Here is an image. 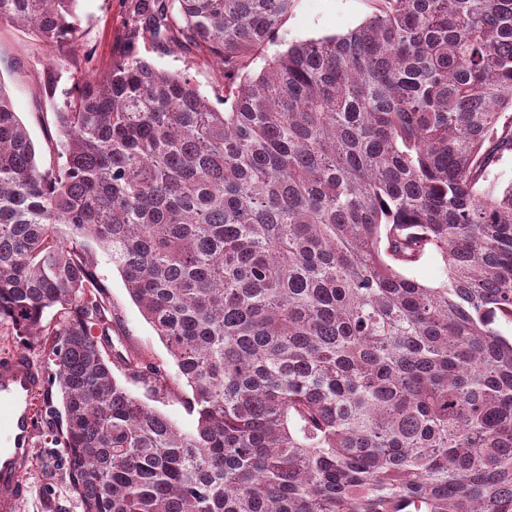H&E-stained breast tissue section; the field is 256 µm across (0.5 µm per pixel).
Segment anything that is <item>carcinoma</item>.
<instances>
[{
  "label": "carcinoma",
  "mask_w": 512,
  "mask_h": 512,
  "mask_svg": "<svg viewBox=\"0 0 512 512\" xmlns=\"http://www.w3.org/2000/svg\"><path fill=\"white\" fill-rule=\"evenodd\" d=\"M293 2L135 0L134 28L222 70L230 109L124 57L54 112L49 169L0 85V323L48 349L82 512H512V0H374L251 72ZM76 9L0 0V23L59 50ZM90 239L192 431L99 348ZM430 254L436 286L405 274Z\"/></svg>",
  "instance_id": "1"
}]
</instances>
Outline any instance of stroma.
<instances>
[{
	"label": "stroma",
	"mask_w": 512,
	"mask_h": 512,
	"mask_svg": "<svg viewBox=\"0 0 512 512\" xmlns=\"http://www.w3.org/2000/svg\"><path fill=\"white\" fill-rule=\"evenodd\" d=\"M130 4L131 0H79L74 44L69 52L55 56L28 31L8 24L0 26V84L8 90L13 110L29 132L40 168L57 162L55 109L75 88L103 75L112 61L129 53L159 69L190 75L211 105L224 110L222 73L204 62L196 47L176 51L167 42L147 35L130 38ZM372 12V0H294L277 41L255 58L251 68L260 71L267 57L286 50L288 45L346 34ZM91 250L105 286L104 298L112 308L108 336L111 353L149 354L163 364L169 377H177L172 357L130 298L109 253L96 243ZM46 393L50 405L39 421L35 448L25 467L30 494L19 512H82L61 452L64 423L56 410L60 403L57 383L48 382Z\"/></svg>",
	"instance_id": "35a3bbf8"
}]
</instances>
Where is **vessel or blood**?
<instances>
[{
  "label": "vessel or blood",
  "mask_w": 512,
  "mask_h": 512,
  "mask_svg": "<svg viewBox=\"0 0 512 512\" xmlns=\"http://www.w3.org/2000/svg\"><path fill=\"white\" fill-rule=\"evenodd\" d=\"M44 369L26 353L0 354V512H19L29 486L24 468L37 436Z\"/></svg>",
  "instance_id": "1"
}]
</instances>
